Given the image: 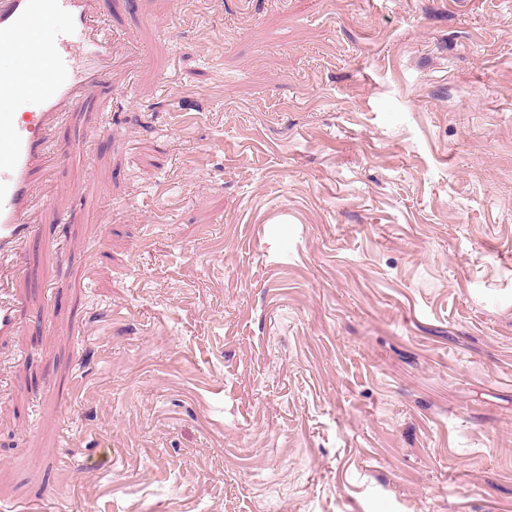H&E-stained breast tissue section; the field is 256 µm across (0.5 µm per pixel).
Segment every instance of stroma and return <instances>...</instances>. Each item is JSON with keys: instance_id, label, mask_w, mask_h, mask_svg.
Returning a JSON list of instances; mask_svg holds the SVG:
<instances>
[{"instance_id": "35a3bbf8", "label": "stroma", "mask_w": 512, "mask_h": 512, "mask_svg": "<svg viewBox=\"0 0 512 512\" xmlns=\"http://www.w3.org/2000/svg\"><path fill=\"white\" fill-rule=\"evenodd\" d=\"M101 10L124 54L54 132L84 154L0 343V501L512 512V0Z\"/></svg>"}]
</instances>
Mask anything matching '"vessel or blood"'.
Returning <instances> with one entry per match:
<instances>
[{"instance_id":"b4317fda","label":"vessel or blood","mask_w":512,"mask_h":512,"mask_svg":"<svg viewBox=\"0 0 512 512\" xmlns=\"http://www.w3.org/2000/svg\"><path fill=\"white\" fill-rule=\"evenodd\" d=\"M97 12L98 0H0V48L24 59L0 80V98L38 100L37 111L0 115V341L20 322L14 259L47 200L39 177L77 153L59 145L53 131L112 84V37ZM59 14L68 29L44 38Z\"/></svg>"}]
</instances>
